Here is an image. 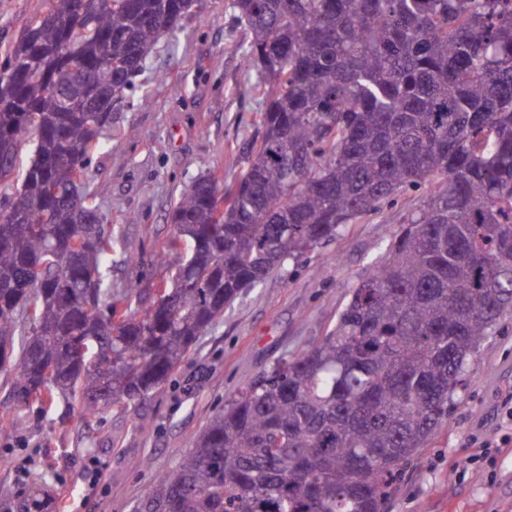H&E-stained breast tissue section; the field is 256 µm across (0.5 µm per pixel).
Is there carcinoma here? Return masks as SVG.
<instances>
[{
  "label": "carcinoma",
  "mask_w": 512,
  "mask_h": 512,
  "mask_svg": "<svg viewBox=\"0 0 512 512\" xmlns=\"http://www.w3.org/2000/svg\"><path fill=\"white\" fill-rule=\"evenodd\" d=\"M112 7H107V2ZM258 135L223 188L184 190L169 303L112 295V229L83 193L108 98L188 0H45L0 67V362L21 405L138 406L248 288L425 189L318 343L224 405L137 512H382L512 314V11L502 0H230ZM112 58V66L103 60ZM46 264L42 278L32 269ZM50 372L54 383L43 379Z\"/></svg>",
  "instance_id": "obj_1"
}]
</instances>
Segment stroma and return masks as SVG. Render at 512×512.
<instances>
[{
    "mask_svg": "<svg viewBox=\"0 0 512 512\" xmlns=\"http://www.w3.org/2000/svg\"><path fill=\"white\" fill-rule=\"evenodd\" d=\"M177 37H164L123 103L112 138L95 153L84 193L118 244L112 290L138 283L146 299L169 268L159 248L180 193L201 176L234 184L252 136L256 103L243 62L248 34L229 0H198ZM44 0H0V64ZM409 192L391 206L247 289L224 311L169 381L144 403L106 409L84 421L64 399L17 405L11 371L0 370V512H134L155 478L173 468L194 438L274 363L319 341L336 322L353 286L384 256L418 206ZM492 442L486 460L467 459ZM385 512H512V316L469 361L446 419L403 471Z\"/></svg>",
    "mask_w": 512,
    "mask_h": 512,
    "instance_id": "35a3bbf8",
    "label": "stroma"
}]
</instances>
